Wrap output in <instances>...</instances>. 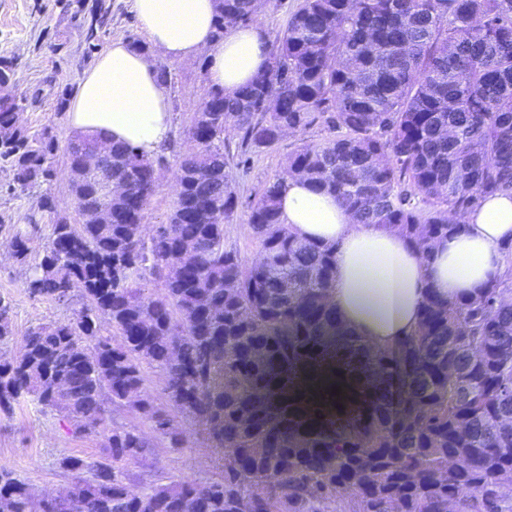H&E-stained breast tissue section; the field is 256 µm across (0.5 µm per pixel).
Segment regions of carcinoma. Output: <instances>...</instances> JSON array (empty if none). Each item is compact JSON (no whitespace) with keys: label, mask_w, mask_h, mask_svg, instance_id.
Instances as JSON below:
<instances>
[{"label":"carcinoma","mask_w":512,"mask_h":512,"mask_svg":"<svg viewBox=\"0 0 512 512\" xmlns=\"http://www.w3.org/2000/svg\"><path fill=\"white\" fill-rule=\"evenodd\" d=\"M111 15L112 0H96L79 24L87 55ZM257 20L256 0H215L213 39ZM267 47L253 82L204 90L184 130L196 145L185 151L169 144L148 156L104 134L74 135L65 147L73 217L48 192L58 143L22 124L28 96L15 63L0 60V171L10 194L37 195L10 228L12 258L26 263L50 225L24 287L34 300L66 304L77 291L82 300L74 318L30 326L21 349L0 356V420L29 398L74 433L106 441L97 461L61 459L74 482L42 512H241L249 497L261 512H448L450 500L455 512H512L501 494L512 487V428L501 425L512 418V243L502 276L454 301L429 286L415 333L366 349L396 391L335 432L300 421L288 429L260 412L275 362L339 336L328 303L336 245L282 223L283 176L247 206L258 260L248 266L224 245L238 210L230 139L245 154L319 120L331 136L289 155L284 176L336 197L357 224L398 230L431 264L461 230L458 217L512 191V0H303ZM100 144L112 148V166L90 168L86 153ZM171 166L172 209L147 235V205ZM109 179L127 192L105 196ZM100 208L109 223L85 219ZM11 312L0 299V346L13 336ZM148 369L161 374L171 410L147 393ZM109 403L136 411L171 448L187 444L176 416L189 419L234 457L216 478L134 493L133 468L151 445L112 423ZM31 497L0 466V512H34Z\"/></svg>","instance_id":"cac0c4a2"}]
</instances>
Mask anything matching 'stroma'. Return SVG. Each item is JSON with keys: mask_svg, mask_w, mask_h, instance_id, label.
Instances as JSON below:
<instances>
[{"mask_svg": "<svg viewBox=\"0 0 512 512\" xmlns=\"http://www.w3.org/2000/svg\"><path fill=\"white\" fill-rule=\"evenodd\" d=\"M94 0H0V59L10 58L16 64V75L21 90L31 93L32 99L23 114L31 130L51 128L59 144H66L73 130L67 114L56 109L60 86L77 87L84 72L93 61L85 55V45L74 17L76 10L90 9ZM63 44L61 53L51 50L52 44ZM207 51L182 61H169L173 80L168 85L173 112L172 136L178 149L188 143L183 130L189 118L197 111L203 88L208 83L203 66ZM329 134L321 122H314L293 136L282 137L272 147L251 153L245 166L233 169L235 191L240 206L234 221L224 227L226 244L236 247L245 262H253L258 245L252 238L247 219V205L256 199L265 183L280 173L288 156L304 144L322 142ZM10 243L0 233V297L9 300L13 308V327L16 341L0 347V355L16 354L29 326L37 322H65L73 318L76 309L51 301L29 298L24 282L31 264L40 261L41 242H34L27 264L15 262L8 249ZM114 423L135 426L147 437L153 438V453L142 471L140 481L134 482V491L144 486L165 483L180 477L204 481L217 475L222 452L212 447L205 432L192 421H183L188 443L183 448H171L159 439L150 422L134 410L116 407L112 410ZM102 440L93 435L74 436L54 414H40L30 403L16 407L11 420L0 422V465L13 469L31 487L35 495H42L67 486L73 480L71 473L59 466L66 455L88 460L102 457Z\"/></svg>", "mask_w": 512, "mask_h": 512, "instance_id": "obj_1", "label": "stroma"}]
</instances>
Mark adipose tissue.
<instances>
[{"label": "adipose tissue", "mask_w": 512, "mask_h": 512, "mask_svg": "<svg viewBox=\"0 0 512 512\" xmlns=\"http://www.w3.org/2000/svg\"><path fill=\"white\" fill-rule=\"evenodd\" d=\"M131 3L150 45L167 58L184 60L209 49L207 77L214 87L235 91L266 67L265 36L258 27H231L222 42H213L214 0ZM68 119L77 131L107 133L147 155L160 152L172 131L169 96L154 60L121 37L84 73ZM280 200L283 223L302 236L335 244L329 300L340 324L377 350L416 330L426 282L455 298L505 270L501 247L512 241V191L465 213L462 231L439 247L428 268L396 231L353 223L333 196L312 191L300 179L284 180ZM387 390L386 373L371 362L354 371L301 364L292 375L290 396L298 404L350 408Z\"/></svg>", "instance_id": "obj_1"}]
</instances>
